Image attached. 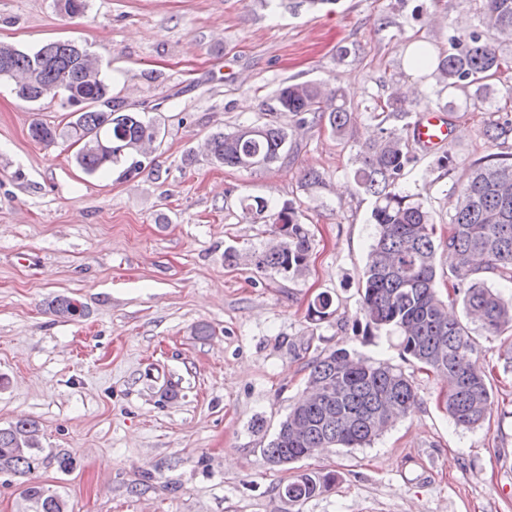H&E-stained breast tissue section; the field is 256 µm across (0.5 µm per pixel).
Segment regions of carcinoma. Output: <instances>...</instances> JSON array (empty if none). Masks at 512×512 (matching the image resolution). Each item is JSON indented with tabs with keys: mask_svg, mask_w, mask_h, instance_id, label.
<instances>
[{
	"mask_svg": "<svg viewBox=\"0 0 512 512\" xmlns=\"http://www.w3.org/2000/svg\"><path fill=\"white\" fill-rule=\"evenodd\" d=\"M481 24L463 35L448 36L446 52L415 47L408 64L431 71L437 99L445 92L475 88L473 102L492 99L491 80L511 67L491 41L512 43V0H468ZM60 12L82 16L86 0H56ZM14 82L19 98L27 102L49 99L45 91L63 89L70 136L81 144L76 164L87 174H101L112 166L127 164L123 174L145 168V147L154 143L159 128L137 112H119L112 106V83L98 60L81 55L65 41L49 42L36 50H21L0 42V78ZM281 109L301 124L328 116L338 136L348 132L350 112L339 91H326L315 83L286 84L279 89ZM373 111L382 114L372 142L357 158L353 171L357 188L372 195L374 242L362 275L364 334L386 330L398 333L403 353L448 381V415L458 426L474 428L484 423L491 407V392L478 360L473 358L469 324L489 336L512 328V301L488 285L485 274L512 284V152H500L473 161L465 180L451 188L457 205L444 240L434 239L429 212L416 195L400 189L404 176L420 162L404 136L410 123L386 127L389 120L402 121L409 112L402 101L389 97ZM497 119L488 122L483 135L503 145L512 139V111L496 109ZM33 140L52 144L57 127L43 121L31 124ZM109 140L116 150L108 158L97 148ZM288 143L287 131L274 123L239 125L213 134L208 142L211 159L237 169L267 168L278 162ZM247 216L269 214L279 225L282 240L258 253L255 267L296 275L307 266L311 251L309 232L295 208L283 205L270 212L262 198L242 200ZM448 251L452 288L461 297L464 319L448 311L437 291L436 253ZM332 299L320 294L308 308L312 321L330 316ZM54 311L66 317L81 316L69 298H59ZM309 383L321 388L310 400L295 404L281 422L275 437L263 449L267 463L284 466L307 458L314 448H360L370 444L417 404V393L405 373L384 362H369L345 348L335 349L313 362ZM37 431L33 421H18L0 428V471L27 475L39 465V443H20L24 434ZM336 474H302L283 488L290 501H306L327 490ZM25 512H67L66 501L55 491L29 483L21 492Z\"/></svg>",
	"mask_w": 512,
	"mask_h": 512,
	"instance_id": "carcinoma-1",
	"label": "carcinoma"
}]
</instances>
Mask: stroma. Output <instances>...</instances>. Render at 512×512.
I'll return each instance as SVG.
<instances>
[{"mask_svg": "<svg viewBox=\"0 0 512 512\" xmlns=\"http://www.w3.org/2000/svg\"><path fill=\"white\" fill-rule=\"evenodd\" d=\"M477 23L458 0H87L77 19L55 0H0V41L84 46L161 140L138 174L86 175L60 101H23L0 79V428L35 421L41 447L31 474L0 472V512H21L31 481L69 512H512V331L472 332L492 407L467 429L445 409L444 381L395 335H364L360 312L374 199L353 169L370 109L398 94L417 120L436 85L409 67V45L444 51ZM308 81L342 91L347 136L281 111L280 86ZM467 96L455 93L450 169L425 153L403 180L441 239L453 183L497 150L482 135L490 108ZM36 120L61 137L32 140ZM269 121L288 131L286 158L259 170L211 162V134ZM309 170L320 185L305 184ZM247 197L296 208L312 237L301 273L256 270L280 236L244 216ZM323 292L333 314L315 322L307 308ZM63 296L84 316L55 315ZM337 348L401 368L416 407L370 446L268 465L262 450L307 395L312 363ZM327 471L336 482L320 495H283Z\"/></svg>", "mask_w": 512, "mask_h": 512, "instance_id": "1", "label": "stroma"}]
</instances>
